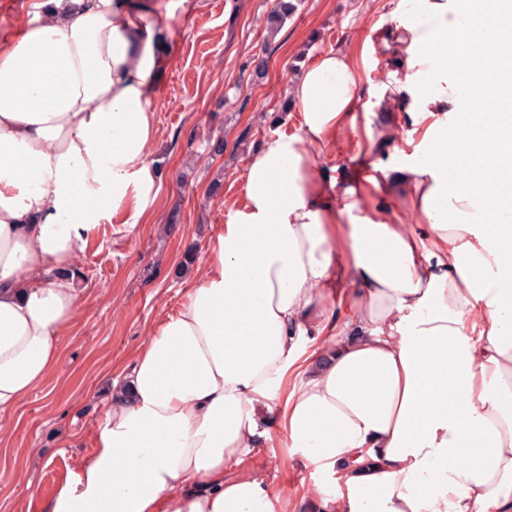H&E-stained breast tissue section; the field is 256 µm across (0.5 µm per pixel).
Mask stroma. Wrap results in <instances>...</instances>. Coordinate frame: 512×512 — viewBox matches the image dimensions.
Instances as JSON below:
<instances>
[{
  "instance_id": "1",
  "label": "stroma",
  "mask_w": 512,
  "mask_h": 512,
  "mask_svg": "<svg viewBox=\"0 0 512 512\" xmlns=\"http://www.w3.org/2000/svg\"><path fill=\"white\" fill-rule=\"evenodd\" d=\"M275 0H189L176 26L170 63L157 89L159 134L151 153L158 169L147 216L102 221L75 261L82 277L77 318L62 339L54 374L15 408L0 412V512H47L58 489L94 451L108 410L110 382L132 362L151 329L186 299L177 272L185 251L204 256L242 202L250 153L266 138L292 131L279 107L298 62L343 44L363 45L375 26L395 24L417 0H301L276 37L266 17ZM268 59L254 81L249 62ZM224 153L209 156V137ZM221 183L211 193L212 183ZM178 212L174 231L165 226ZM276 512L315 485L336 486L286 448L254 455Z\"/></svg>"
}]
</instances>
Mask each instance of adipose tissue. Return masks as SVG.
Wrapping results in <instances>:
<instances>
[{"mask_svg":"<svg viewBox=\"0 0 512 512\" xmlns=\"http://www.w3.org/2000/svg\"><path fill=\"white\" fill-rule=\"evenodd\" d=\"M185 2L36 0L0 38V412L56 370L81 303L63 272L88 237L153 202ZM506 13L512 0H421L369 40L393 61L381 82L351 49L300 69L296 131L251 153L241 206L113 379L95 451L48 512H274L241 467L282 445L334 477L320 512H512V224L483 221L488 199L512 201V117L483 125L495 149L474 188L478 74L448 64ZM364 96L407 113L419 142L328 164Z\"/></svg>","mask_w":512,"mask_h":512,"instance_id":"1","label":"adipose tissue"}]
</instances>
